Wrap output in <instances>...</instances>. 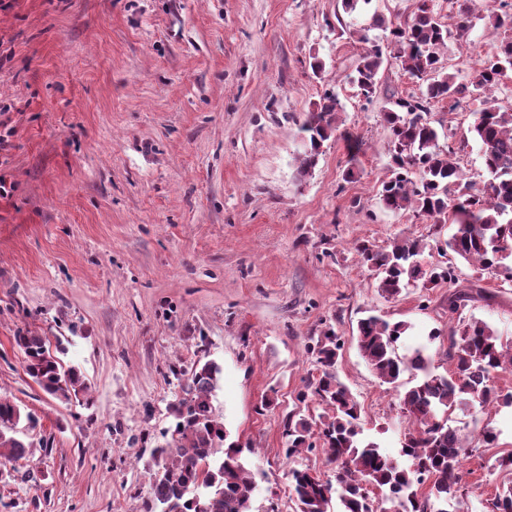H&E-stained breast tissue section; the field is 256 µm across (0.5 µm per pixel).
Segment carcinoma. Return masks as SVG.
Returning a JSON list of instances; mask_svg holds the SVG:
<instances>
[{
    "instance_id": "1",
    "label": "carcinoma",
    "mask_w": 512,
    "mask_h": 512,
    "mask_svg": "<svg viewBox=\"0 0 512 512\" xmlns=\"http://www.w3.org/2000/svg\"><path fill=\"white\" fill-rule=\"evenodd\" d=\"M472 0H461L456 32L467 33ZM485 19L496 29L512 30V3L499 0L487 7ZM451 31L440 20L434 5L416 0L414 10L390 27V52L372 44L359 56L351 80L356 94L367 101L378 93L380 72L394 62L405 73L425 78L418 94L391 93L383 110L391 151V176L378 192L383 206L399 212L408 208L434 224L454 225L446 241L454 257L482 267L489 275L512 282V108L498 104L496 92L512 71V38L496 45L480 60L467 83L454 73L441 71L440 51ZM481 100L473 112L470 131L479 145L486 180L476 192L454 156L468 143L443 146L430 113L434 104L454 95ZM343 110L338 94L326 92L301 126L305 151L301 173L315 167L323 143L339 129L337 114ZM360 260L378 276V288L396 297L408 288L457 284L453 264L423 266V240L405 236L387 247L361 241L355 244ZM487 297L473 282L448 292V317L468 303ZM403 321L391 322L371 315L359 321L357 346L362 357L384 383L394 384L406 370L421 374L418 382L399 396L402 413L411 422L403 435L400 457L380 451L362 438L360 409L349 389L336 377L340 349L333 329L323 331L310 349L319 370L297 394L323 412L284 422L283 452L291 459L302 451H322L334 478H322L309 468L289 471L294 512H469V486L463 482V463L473 448L461 429L448 424L455 410L478 403L480 412L498 405L512 406V392L494 385L502 373L512 372V345L483 320L472 319L448 333L445 356L448 369L437 373L426 347L408 356L397 354L406 334ZM28 376L45 393L69 403L80 398L87 383L80 370L64 367L50 352L47 337L30 330L16 336ZM186 377L184 397L171 406L174 424L164 433V444L152 451L160 472L142 501V512H252L256 490L254 473L239 445L224 446V423L213 405L221 367L206 361L173 371ZM21 411L0 399V468L14 466L30 444L15 437ZM485 512H512V480L500 485Z\"/></svg>"
}]
</instances>
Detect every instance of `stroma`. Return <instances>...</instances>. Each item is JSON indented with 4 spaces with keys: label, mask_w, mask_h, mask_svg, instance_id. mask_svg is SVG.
<instances>
[{
    "label": "stroma",
    "mask_w": 512,
    "mask_h": 512,
    "mask_svg": "<svg viewBox=\"0 0 512 512\" xmlns=\"http://www.w3.org/2000/svg\"><path fill=\"white\" fill-rule=\"evenodd\" d=\"M414 0H0V398L32 414L29 456L0 471V512H140L156 477L151 452L182 394L174 369L214 361L213 405L229 440L248 446L253 512H293L291 468L329 475L320 453L286 459L283 422L314 370L311 340L333 328L336 374L361 408L364 434L398 456L408 419L403 372L382 382L361 356V318L410 325L398 347L426 342L437 372L448 346L447 285L389 298L353 249L424 237V259L452 225L382 208L390 174L385 98L356 97L358 33L386 41L371 16L404 17ZM476 7L467 35L440 62L468 81L503 38ZM356 29L337 36L336 18ZM320 58L325 69L310 63ZM344 110L341 133L301 174L300 127L325 90ZM481 103L451 97L431 118L441 144L483 186L469 132ZM362 141L351 154L346 134ZM469 303L512 340V286L457 260ZM50 339L88 384L63 404L27 375L15 336ZM440 337L428 341L429 331ZM50 448H39L41 439Z\"/></svg>",
    "instance_id": "stroma-1"
}]
</instances>
